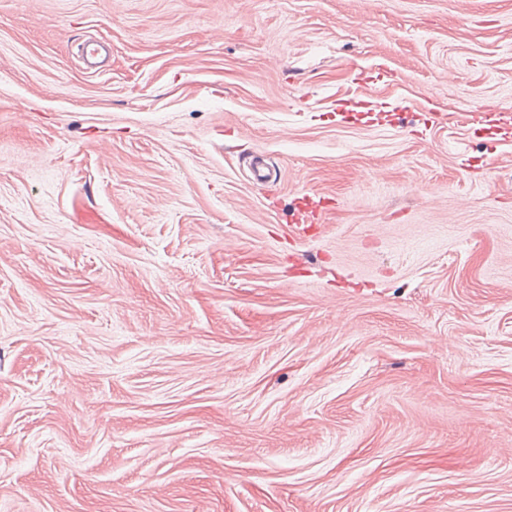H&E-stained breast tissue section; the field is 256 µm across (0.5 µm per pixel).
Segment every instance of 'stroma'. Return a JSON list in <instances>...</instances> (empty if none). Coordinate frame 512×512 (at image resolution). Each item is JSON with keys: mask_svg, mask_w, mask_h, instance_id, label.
<instances>
[{"mask_svg": "<svg viewBox=\"0 0 512 512\" xmlns=\"http://www.w3.org/2000/svg\"><path fill=\"white\" fill-rule=\"evenodd\" d=\"M0 512H512V0H0Z\"/></svg>", "mask_w": 512, "mask_h": 512, "instance_id": "35a3bbf8", "label": "stroma"}]
</instances>
